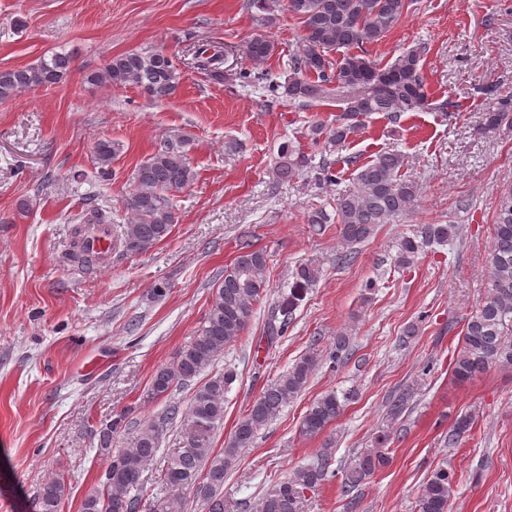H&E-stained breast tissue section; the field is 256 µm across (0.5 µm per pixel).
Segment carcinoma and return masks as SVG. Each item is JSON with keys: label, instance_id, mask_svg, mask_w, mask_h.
<instances>
[{"label": "carcinoma", "instance_id": "carcinoma-1", "mask_svg": "<svg viewBox=\"0 0 512 512\" xmlns=\"http://www.w3.org/2000/svg\"><path fill=\"white\" fill-rule=\"evenodd\" d=\"M413 0H247L260 25L276 24L278 13L286 10L298 17L302 34L290 54L287 74L282 82L267 85V92L292 104L311 105L331 99L339 89L349 92L339 100V113L327 128L316 124L310 136L332 154L344 147L367 119L380 114L393 124L406 112L433 110L444 115L454 108L453 101H433L425 87L421 58L424 49L415 48L381 65L369 58L365 46L381 41L408 13ZM276 46L266 35L244 42L238 53L252 69L224 67V53L213 47L208 54L198 46L193 54L198 69L215 83L254 84L264 80L259 67L273 56ZM72 63L71 55L55 53L25 67L0 71V103L36 88L50 87L62 81ZM183 79L173 57L161 50L131 51L113 57L102 69L87 75L91 84L114 89L128 86L140 89L154 101L171 98ZM494 97L482 114L483 134L512 130V95ZM122 144L100 139L94 146L98 174L107 177L110 165L121 152ZM352 183L336 190L334 211L340 235L347 249L336 254V265L352 264L355 246L373 236L378 226L393 224L411 212L419 197L416 182L402 170L405 156L383 150L368 160L346 158ZM278 165L283 178L290 181L303 174L329 185H338L342 173L334 163L321 158L318 164L295 149L290 142L280 144ZM196 171L185 153V142H164L136 167L133 189L125 198V217L87 204L81 223L72 229L69 256L82 267L100 263L101 257L83 244L86 232L94 225L107 227L114 245L128 254L144 253L168 237L176 223L170 193L191 186ZM456 224H422L397 243L395 265L408 269L418 263L425 248L441 245L456 235ZM489 286L476 309L464 320L451 361V374L459 382L474 379L494 367L512 368V185L500 191L493 233L488 252ZM268 256L239 243L237 256L224 269V279L212 294L209 307L196 334L176 353L173 361L156 369L147 390V398L169 396L174 389L193 381L213 366L224 347L237 341L247 330L256 305L269 288ZM319 267L301 264L295 271L293 291L283 301V312L291 313L303 291L318 277ZM322 362V354L312 348L276 380L267 385L260 397L238 422L231 438L220 449L214 448L217 431L224 422V393L234 381V373L211 376L192 393L186 410L176 404L156 420L136 425L131 412H122L101 422L95 431L96 448L109 459L98 484L82 500L80 512H190L184 490L192 488L205 512H229L224 504V479L240 454L250 448L258 433L271 424L283 408L306 388L312 372ZM356 391L328 392L313 400L301 421V432L316 436L334 422ZM412 390L407 388L388 403L387 415L397 421L408 409ZM179 420L178 447L171 449L161 469L159 483L165 492L142 502L143 474L159 450L164 427ZM475 424V416L458 417L445 436L455 446ZM121 446L114 447L117 437ZM332 449L324 448L310 463L295 469L255 500L252 512H303L306 492L324 481L339 476L340 494L353 503L363 481L384 469L390 461L384 448H365L354 464L338 474L330 469ZM453 476L439 466L418 488L413 512H449ZM65 485L59 479L48 481L40 495L41 512H60Z\"/></svg>", "mask_w": 512, "mask_h": 512}]
</instances>
